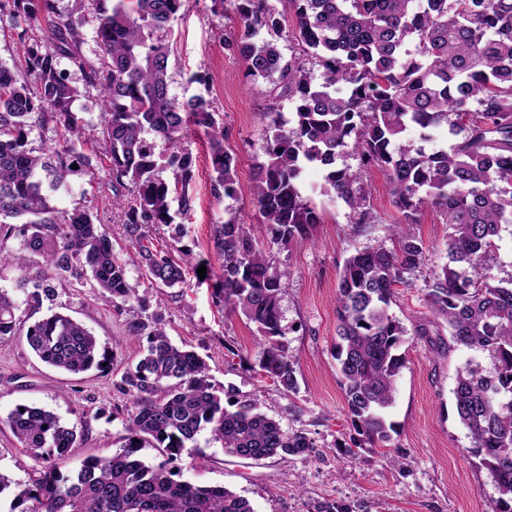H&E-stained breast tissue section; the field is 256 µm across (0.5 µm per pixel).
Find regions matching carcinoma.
Segmentation results:
<instances>
[{
  "label": "carcinoma",
  "instance_id": "1",
  "mask_svg": "<svg viewBox=\"0 0 512 512\" xmlns=\"http://www.w3.org/2000/svg\"><path fill=\"white\" fill-rule=\"evenodd\" d=\"M185 0H76L63 12L56 0H0V28L15 31L22 63L0 61V241L23 225V253L0 249V273L23 272L16 288L38 304L54 293L51 280L69 278L126 307L127 335L140 344L137 361L113 382L130 397L126 434L111 456L87 457L61 472L56 461L75 455L83 429L38 406L17 405L0 416L20 447L45 462L36 478L21 483L0 471V497L20 512H254L245 497L218 486L177 479L175 462L203 430L224 452L244 460L309 456L316 444L302 430L284 428L257 404L216 385L206 361L190 346L172 342L162 318L147 315L149 297L127 280L112 235L89 209L62 210L52 197L69 190L71 165L91 166L79 148L89 138L109 160L104 191L120 211L123 235L136 249L145 276L166 288L187 284L189 253L155 245L150 227L171 223L169 197L181 187L184 211L195 160L190 133L208 137L211 191L215 198L241 192L237 160L224 144L217 113L201 97L170 95L167 41ZM211 0L214 13L238 20L237 38L224 42L253 79L279 76L293 101L286 119L271 106L276 130L256 165L250 193L270 244L291 249L311 239L323 214L300 189L304 167L325 172V192L342 199L354 223L371 222L358 177L336 158L350 147L364 166L381 169L393 207L394 245L369 247L344 261L338 280L335 359L355 447L391 446L394 424L386 416L406 366L400 352L408 330L391 311L393 287L422 262L425 244L411 232L423 206L448 224V260L427 285L431 315L448 326V350L463 347L486 356L490 368L467 363L452 389L469 453L497 491L486 512H512V280L484 271L497 260L496 240L512 224V0ZM96 22L98 53L82 51L86 16ZM294 19L302 56L284 60L261 29L278 32ZM414 49H409V45ZM102 98L98 124L77 108L81 89L62 60ZM322 70L313 81L306 60ZM342 86L339 94L336 86ZM64 136L60 148L30 146L33 128ZM458 140L428 150L435 131ZM416 130L419 138L410 137ZM168 145L159 164L147 136ZM222 259L213 295L241 313L263 337L260 368L287 391L297 387L296 359L281 327L284 288L248 224L217 227ZM40 256L50 275L24 274L29 256ZM16 304L0 289V342L18 334ZM25 337L44 363L70 374L104 370L108 350L80 321L54 313L27 327ZM162 459L147 463L139 449Z\"/></svg>",
  "mask_w": 512,
  "mask_h": 512
}]
</instances>
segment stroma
Masks as SVG:
<instances>
[{
    "mask_svg": "<svg viewBox=\"0 0 512 512\" xmlns=\"http://www.w3.org/2000/svg\"><path fill=\"white\" fill-rule=\"evenodd\" d=\"M169 89L184 100L203 97L219 113L224 140L237 158L242 193L215 198L210 190L207 139L193 135L190 148L196 158L189 186L190 212L179 199L171 201V224L153 233L159 243H179L193 255L209 259L206 278L190 277L184 288L151 286L140 270L134 248L125 242L118 214L100 188L107 172L101 145L82 147L93 170L71 178L72 192L63 207H86L111 227L112 242L126 264L128 281L136 291H149L150 311L167 322L175 344L190 345L210 366L217 383L256 400L262 412L284 427L300 429L314 438L308 457L242 460L225 454L220 443L201 432L193 447L177 463L180 478L194 485H222L247 498L254 512H317L325 502H341L351 512H484L496 495L485 469L469 453L471 439L458 421L451 400L458 369L479 353L463 348L445 351L431 336L447 337L448 327L432 320L424 294L435 270L447 260L449 229L431 208H423L414 232L423 239L425 259L397 284L391 311L410 329L402 350L406 366L397 381L395 400L388 410L397 432L387 449L362 450L350 459L344 447L354 434L339 373L333 357L336 336V290L344 261L370 246H391V228L398 218L386 178L374 167H363L359 157L344 152L338 166L360 176L373 219L357 231L349 207L324 191V172L307 167L300 178L303 196L323 213L312 239L290 250L270 249L269 236L258 208L248 193L255 166L265 159L270 136L264 118L269 103V81L246 76L242 58L224 42L238 32L233 15L215 14L210 0H186L172 23ZM248 224L259 248L269 249L285 292L281 298L282 329L297 359L295 392H284L266 378L260 367L261 346L254 324L225 312L212 296L220 274L214 231L229 219ZM54 297L40 304L17 292L15 312L22 326H30L54 311L83 322L106 344L112 357L108 368L69 375L42 363L24 335L0 342V414L15 405L46 408L62 421L85 422L77 456L61 460V470L78 467L84 457L109 456L118 451L124 422L132 408L130 397L117 393L112 383L137 361L139 344L126 333V315L87 285L57 283ZM430 333L414 335L419 324ZM43 463L23 448L9 430L0 431V469L18 481H28Z\"/></svg>",
    "mask_w": 512,
    "mask_h": 512,
    "instance_id": "35a3bbf8",
    "label": "stroma"
}]
</instances>
